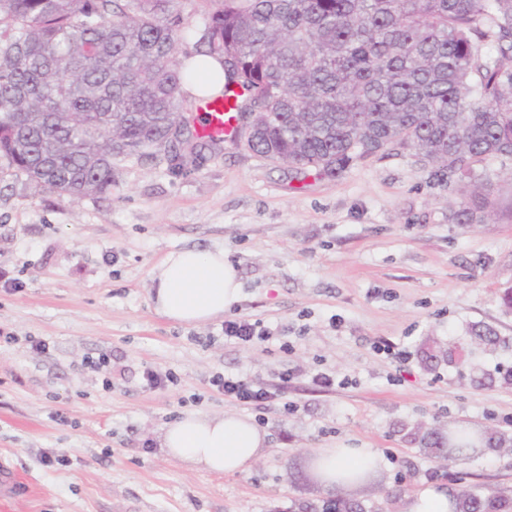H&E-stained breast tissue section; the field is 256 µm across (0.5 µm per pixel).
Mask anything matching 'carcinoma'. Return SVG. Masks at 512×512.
Returning <instances> with one entry per match:
<instances>
[{
  "mask_svg": "<svg viewBox=\"0 0 512 512\" xmlns=\"http://www.w3.org/2000/svg\"><path fill=\"white\" fill-rule=\"evenodd\" d=\"M197 24L178 0H0V164L71 200L112 189L125 158L181 170L196 149L185 115L189 30L243 97L234 136L299 170L341 175L399 144L435 167L512 160V0H208ZM495 45L498 55L489 53ZM487 187L453 219L494 215ZM437 456L468 458L429 436ZM457 512L496 505L461 487Z\"/></svg>",
  "mask_w": 512,
  "mask_h": 512,
  "instance_id": "cac0c4a2",
  "label": "carcinoma"
}]
</instances>
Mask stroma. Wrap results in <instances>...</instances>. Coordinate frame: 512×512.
Segmentation results:
<instances>
[{"instance_id": "stroma-1", "label": "stroma", "mask_w": 512, "mask_h": 512, "mask_svg": "<svg viewBox=\"0 0 512 512\" xmlns=\"http://www.w3.org/2000/svg\"><path fill=\"white\" fill-rule=\"evenodd\" d=\"M478 186L496 215L455 223ZM186 248L236 266L225 318L154 313L150 269ZM239 316L271 338L226 340ZM0 332L12 337L0 342V465L28 483L0 512H312L330 497L312 453L341 441L381 457L339 491L363 512H406L426 487L461 485L512 512L511 160L440 181L396 146L333 178L228 141L180 171L119 160L111 192L79 200L0 171ZM150 371L164 383L148 385ZM321 373L332 389L313 385ZM222 375L276 397L240 405L215 386ZM190 411L249 416L269 446L243 472L186 470L160 434ZM430 429L466 432L477 450L437 459L420 441Z\"/></svg>"}]
</instances>
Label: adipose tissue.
<instances>
[{
	"label": "adipose tissue",
	"instance_id": "obj_1",
	"mask_svg": "<svg viewBox=\"0 0 512 512\" xmlns=\"http://www.w3.org/2000/svg\"><path fill=\"white\" fill-rule=\"evenodd\" d=\"M154 311L167 320L200 326L222 317L239 298L238 272L220 250L169 253L150 273ZM162 442L169 455L211 473L247 470L260 457L265 434L246 416L192 412L169 424ZM314 463L329 489L360 482L380 464L369 448H319Z\"/></svg>",
	"mask_w": 512,
	"mask_h": 512
}]
</instances>
